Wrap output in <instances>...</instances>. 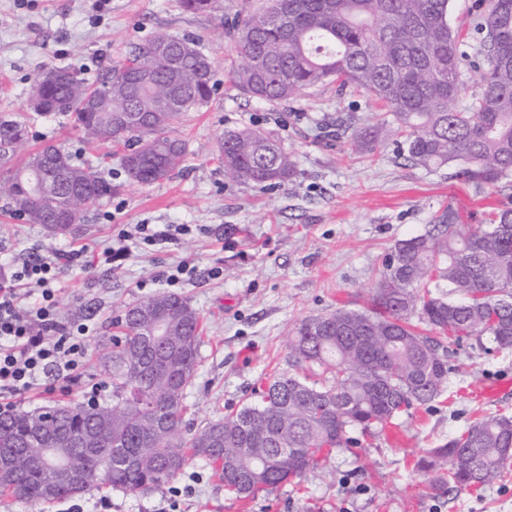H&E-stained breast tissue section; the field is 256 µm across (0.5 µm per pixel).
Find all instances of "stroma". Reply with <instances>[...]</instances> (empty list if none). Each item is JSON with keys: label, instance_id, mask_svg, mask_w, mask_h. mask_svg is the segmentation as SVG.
<instances>
[{"label": "stroma", "instance_id": "35a3bbf8", "mask_svg": "<svg viewBox=\"0 0 512 512\" xmlns=\"http://www.w3.org/2000/svg\"><path fill=\"white\" fill-rule=\"evenodd\" d=\"M265 0H219L210 14L184 12L179 0H0V113L26 121V155L43 143L64 147L75 162L98 164L110 179V200L89 206L74 236L14 220L0 201V259L23 261L57 248H83L78 265L58 276L63 320L94 325L82 382L69 393L41 391L24 410L83 402L85 384L106 379L97 349L126 306L173 291L188 298L203 324L200 363L187 390L190 430L236 414L263 377L288 370V338L304 319L366 305L385 254L402 239L424 233L448 209L470 227L484 224L506 200L504 188L475 193L456 167L428 170L386 146L367 154L349 146L347 118L375 125L376 103L353 88L329 84L292 102L265 105L230 82L215 99L186 113L174 136L187 144L185 161L169 179L128 182L106 146L85 144L68 117L29 108L34 75L68 66L94 78L101 66L123 61L157 32L191 34L210 51L218 74L236 55L225 15L260 11ZM243 127L271 133L294 152L298 175L272 189L230 181L215 154L224 131ZM122 224H184L175 241L135 244L121 265L102 251ZM200 274L168 286L179 262ZM220 268L213 279L206 272ZM431 408L402 416L372 444L335 448L326 464L302 478L242 500L210 463L189 461L170 484L133 495L102 488L77 497L85 512L107 500V512H512V475L479 488L430 493L416 461L423 449L464 433L477 418L512 415V351L483 353L462 344ZM72 501L30 505L0 495V512H66Z\"/></svg>", "mask_w": 512, "mask_h": 512}]
</instances>
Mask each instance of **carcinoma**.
Instances as JSON below:
<instances>
[{
  "mask_svg": "<svg viewBox=\"0 0 512 512\" xmlns=\"http://www.w3.org/2000/svg\"><path fill=\"white\" fill-rule=\"evenodd\" d=\"M217 0H180L191 14ZM282 26L264 12L226 21L241 64L228 73L243 94L273 104L336 82L371 95L388 114L351 128L357 152L380 139L424 168L457 164L482 193L512 183V0H475L476 49L461 48L448 24L450 0H273ZM158 58L151 81L141 67ZM479 69L468 102L464 66ZM214 60L192 36L156 33L92 82L68 67L40 71L32 109L71 115L91 144L124 147L127 178L150 185L169 178L186 147L170 134L182 112L209 104L218 90ZM188 103L170 112L161 99ZM28 125L0 114V199L18 219L68 235L88 206L112 197V182L92 162L45 143L12 163ZM234 181L276 187L296 176L294 154L255 128L224 132L216 146ZM51 153L56 168L41 160ZM53 183L37 195V182ZM74 185L89 196L71 199ZM148 317L166 322L165 338L143 342ZM472 341L484 352L512 350V205L468 233L459 216L398 241L383 262L368 307L304 320L290 337L294 373L274 372L253 401L188 437L179 434L186 389L200 359L201 316L190 300L160 293L129 305L103 339L112 402L57 405L37 447L31 423L43 411L0 416V493L30 504L81 496L102 486L147 494L173 480L192 458H223L216 474L241 499L272 490L324 461L325 448H362L393 421L436 401L447 382L450 347ZM43 448H63L89 472L54 483ZM417 468L429 490L480 487L512 473V416L476 420L460 437L429 448Z\"/></svg>",
  "mask_w": 512,
  "mask_h": 512,
  "instance_id": "cac0c4a2",
  "label": "carcinoma"
}]
</instances>
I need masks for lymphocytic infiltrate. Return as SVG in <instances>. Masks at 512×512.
Listing matches in <instances>:
<instances>
[{"label":"lymphocytic infiltrate","mask_w":512,"mask_h":512,"mask_svg":"<svg viewBox=\"0 0 512 512\" xmlns=\"http://www.w3.org/2000/svg\"><path fill=\"white\" fill-rule=\"evenodd\" d=\"M185 230L182 224H169L161 230L146 224L120 228L103 258L108 262L124 258L134 239L153 245ZM79 257L74 250L55 251L32 258L0 277V413L15 410L31 391L47 382L70 384L81 378L94 328L61 320L54 286L62 262L72 263ZM19 282L37 287L40 298L36 303L20 305L15 290Z\"/></svg>","instance_id":"obj_1"}]
</instances>
